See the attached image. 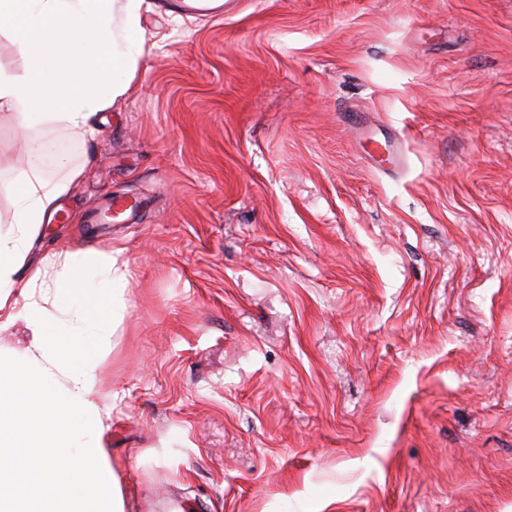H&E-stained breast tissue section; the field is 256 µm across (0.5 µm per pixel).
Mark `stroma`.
<instances>
[{
    "mask_svg": "<svg viewBox=\"0 0 512 512\" xmlns=\"http://www.w3.org/2000/svg\"><path fill=\"white\" fill-rule=\"evenodd\" d=\"M31 257L112 254L126 512H512V0H151ZM24 145L0 112V221ZM137 224L83 223L101 193Z\"/></svg>",
    "mask_w": 512,
    "mask_h": 512,
    "instance_id": "obj_1",
    "label": "stroma"
}]
</instances>
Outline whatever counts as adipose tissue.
Wrapping results in <instances>:
<instances>
[{"label": "adipose tissue", "mask_w": 512, "mask_h": 512, "mask_svg": "<svg viewBox=\"0 0 512 512\" xmlns=\"http://www.w3.org/2000/svg\"><path fill=\"white\" fill-rule=\"evenodd\" d=\"M149 0H0V30H8L27 75L0 74V110L12 111L21 132L54 125L94 136L91 117L128 92L144 54L142 26ZM27 168L7 231H0V329L24 317L26 346L0 359V512H125L104 447L103 409L92 396L96 355L112 335V286L124 277L111 256L70 248L59 253L65 277L34 265L28 253L47 213L69 192L82 163L60 149L46 154L27 142ZM97 265L98 282L84 276ZM29 472L28 483L13 477ZM51 485L54 498L41 497Z\"/></svg>", "instance_id": "obj_1"}]
</instances>
